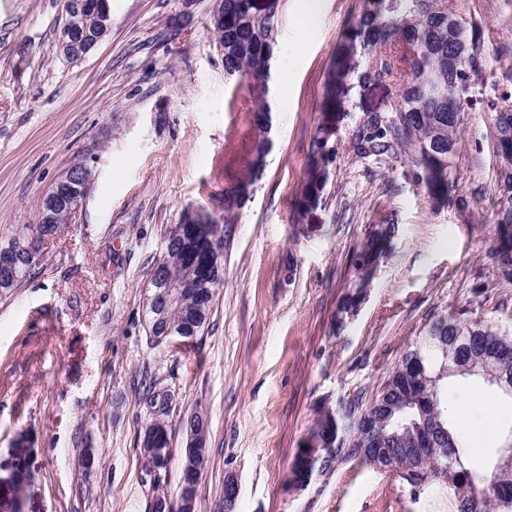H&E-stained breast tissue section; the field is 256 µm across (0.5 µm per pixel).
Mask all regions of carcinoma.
Segmentation results:
<instances>
[{
	"instance_id": "carcinoma-1",
	"label": "carcinoma",
	"mask_w": 512,
	"mask_h": 512,
	"mask_svg": "<svg viewBox=\"0 0 512 512\" xmlns=\"http://www.w3.org/2000/svg\"><path fill=\"white\" fill-rule=\"evenodd\" d=\"M279 0H267L258 9L251 0H219L224 23L213 25L217 44L224 47V71L230 76L249 75L256 79L267 75L277 43L276 14ZM456 19L466 31L468 22L448 8V0H366L358 17L350 22L336 46L328 79L324 87L321 118L311 150V163L304 186L296 198L295 210L308 215L325 206V189L329 183L330 157L324 151L334 146L340 132H345L355 156L361 160L395 157L399 154L411 163V174L429 197L441 205L453 201L455 176L448 143L460 145L456 131L464 118L465 107L455 90L463 83L466 72H448V58L455 56V45L448 40V17ZM405 64L406 76L398 83L396 98L386 108L366 111L354 123L343 126L350 116L351 80L358 77L392 75ZM270 108L259 106L252 113L258 131L254 146L253 167L256 176L264 172L269 153L267 129L263 116ZM498 157V197L492 258L499 276L512 281V125L505 129L493 118ZM248 187L224 191V215L241 209L249 200ZM186 229L180 237L168 238L166 251L153 265L152 272L184 267L189 255L196 254L198 291L183 300V308L196 316L194 326L186 325L181 313L167 306L168 284L152 276L146 297V321L149 341L161 345L159 337H197L210 325L216 288L224 280V237L220 221L202 223L195 214L183 215ZM399 234L394 223L372 224L363 240L353 250L352 289L336 309L334 329L342 331L349 309L357 300L364 280L359 276L358 260L384 261L391 253ZM35 264L20 259L14 263L11 284L0 292H11L30 275ZM472 300L456 310L429 320L418 340L408 345L399 361L371 399L358 391L338 405L344 415L343 436L319 432L313 422L308 436L320 440L322 450L315 469L328 475L344 463L361 461L375 464L371 448L380 449L391 471L407 484L420 487L433 482L444 483L453 490L456 512H501V503L512 502V470H478L466 463L467 450L457 439L451 424L439 417L441 427L432 428L424 419L439 412L445 399V385L455 376H470V364L479 362L485 381H493L502 369L512 371V322L489 321L476 313ZM428 396L406 405L394 413L402 426L383 425L384 411L380 399L398 403L411 385ZM171 395L149 383L143 404L153 419L163 421L170 412Z\"/></svg>"
}]
</instances>
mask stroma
<instances>
[{"label":"stroma","instance_id":"obj_1","mask_svg":"<svg viewBox=\"0 0 512 512\" xmlns=\"http://www.w3.org/2000/svg\"><path fill=\"white\" fill-rule=\"evenodd\" d=\"M112 30L81 63L60 55L64 0H0V239L39 221L44 193L81 156L95 182L43 245L34 271L0 298V512H152L176 499L183 423L206 413L209 462L196 512H455L452 490L414 488L358 462L288 483L319 407L375 393L430 318L491 283L479 313L512 318V283L489 259L497 157L491 102L512 101V0H448L481 54L457 93L466 112L454 160L465 208L435 204L404 158L362 161L347 137L324 207L298 217L332 56L364 0H279L287 71L241 81L224 71L217 0H109ZM281 98L261 179L251 115ZM249 185L224 213V191ZM227 218L224 283L190 344L151 346L150 272L185 210ZM399 226L359 314L333 333L351 257L369 225ZM173 401L171 459L152 478L140 436L144 376Z\"/></svg>","mask_w":512,"mask_h":512}]
</instances>
